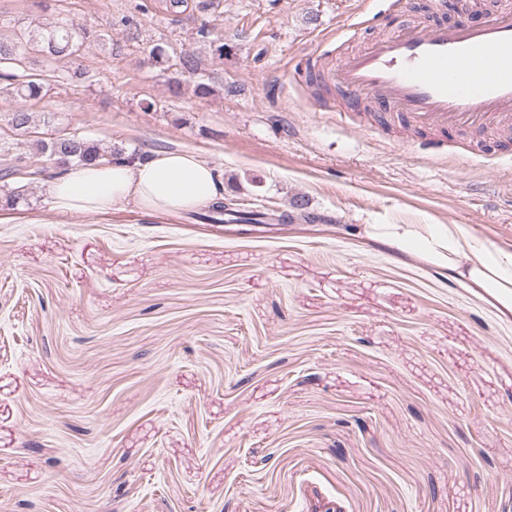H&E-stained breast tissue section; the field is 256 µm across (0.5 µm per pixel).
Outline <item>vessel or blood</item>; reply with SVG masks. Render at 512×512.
I'll list each match as a JSON object with an SVG mask.
<instances>
[{
  "label": "vessel or blood",
  "instance_id": "1",
  "mask_svg": "<svg viewBox=\"0 0 512 512\" xmlns=\"http://www.w3.org/2000/svg\"><path fill=\"white\" fill-rule=\"evenodd\" d=\"M352 103L374 96L410 124L445 132L512 129V0L461 24H407L337 66L307 60Z\"/></svg>",
  "mask_w": 512,
  "mask_h": 512
}]
</instances>
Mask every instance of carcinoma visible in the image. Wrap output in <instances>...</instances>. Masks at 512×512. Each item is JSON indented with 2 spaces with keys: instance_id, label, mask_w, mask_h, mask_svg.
Returning a JSON list of instances; mask_svg holds the SVG:
<instances>
[{
  "instance_id": "carcinoma-1",
  "label": "carcinoma",
  "mask_w": 512,
  "mask_h": 512,
  "mask_svg": "<svg viewBox=\"0 0 512 512\" xmlns=\"http://www.w3.org/2000/svg\"><path fill=\"white\" fill-rule=\"evenodd\" d=\"M197 35L214 47V55L224 57V36L207 26L199 28ZM93 34L81 24L52 22L37 30L20 29L8 41L0 39V92H7L23 99L40 97L44 86L34 73H26L31 58L41 57L50 63L63 58L80 55L91 41ZM32 117L26 111L9 113L8 125L21 133L31 129ZM37 152L58 164L76 162L92 164L97 161H112L126 156L120 148L105 146L97 140L80 136L75 132L59 129L53 137L36 140ZM0 198L7 206L26 204L29 201V187L26 184L3 185Z\"/></svg>"
}]
</instances>
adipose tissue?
<instances>
[{
  "instance_id": "ef3b65f1",
  "label": "adipose tissue",
  "mask_w": 512,
  "mask_h": 512,
  "mask_svg": "<svg viewBox=\"0 0 512 512\" xmlns=\"http://www.w3.org/2000/svg\"><path fill=\"white\" fill-rule=\"evenodd\" d=\"M59 216L101 214L118 203L147 213L180 214L224 197L215 168L197 154L158 151L146 159L74 164L46 181ZM361 232L417 249L459 279L479 285L512 311V248L481 239L469 224H364Z\"/></svg>"
}]
</instances>
